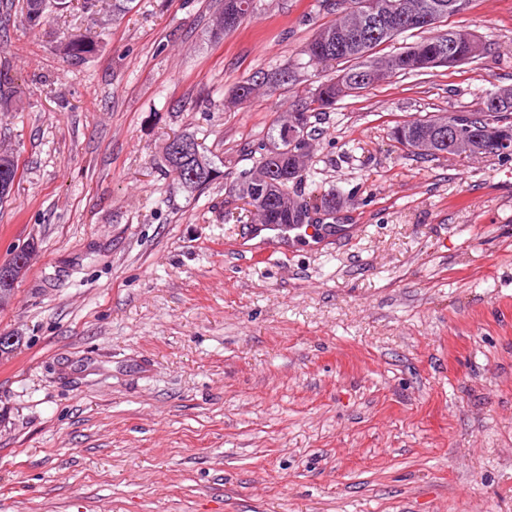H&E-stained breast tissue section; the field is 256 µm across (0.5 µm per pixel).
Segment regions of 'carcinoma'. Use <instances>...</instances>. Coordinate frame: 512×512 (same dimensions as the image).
I'll use <instances>...</instances> for the list:
<instances>
[{
	"instance_id": "cac0c4a2",
	"label": "carcinoma",
	"mask_w": 512,
	"mask_h": 512,
	"mask_svg": "<svg viewBox=\"0 0 512 512\" xmlns=\"http://www.w3.org/2000/svg\"><path fill=\"white\" fill-rule=\"evenodd\" d=\"M388 0H350L351 6L336 13V19L320 28L313 39L306 45L304 54L317 63L339 62L346 64L341 72L348 76L342 81L332 77L321 82L312 93L310 100L300 102L288 109V118L276 120L269 128L267 138L269 146L262 148L259 158L252 161V167L240 178L225 186L228 196L244 201L253 207L262 224H307L315 216H332L343 205V200L334 193H327L311 201H295L288 206L281 203L282 194L290 185L302 180L303 155L287 149L284 134L285 126H293L296 119H301V132L312 136L311 118L332 108L338 101L354 96L352 83L356 82L358 71L367 64L390 66L395 74L407 75L422 72L433 67H453V64L438 58L437 47L441 41L448 39V34L437 33L405 47L393 54L380 53V47L392 41L396 36L409 31L419 30L421 26L409 19V13H430L440 23L450 15L467 11L472 0H456L458 8L448 10L449 0H393L399 5V13L389 15L388 23L392 29L389 35L375 37L368 35L363 40H355L344 51H330L321 43L322 36L331 34L339 41L348 38L346 31L354 21L373 8H381ZM73 6L72 0H22L21 14L31 28H39L58 13H64ZM97 41L89 35H70L60 43V51L68 60H84L96 53ZM462 63L472 62L486 52V45L472 50L466 41L456 47ZM263 85L253 78L238 85L227 99L230 104L241 103L249 99ZM19 100L15 78L0 72V104ZM456 125L467 141L456 145L445 141L448 132L444 131L448 115H432L397 123L391 131L392 139L402 148L426 155L449 154L468 158L475 154H494L500 150L497 141L503 131L512 132V99L499 100L498 105L487 112L484 108L464 110L454 118ZM161 167L173 183L192 191L203 190L217 179L220 170L215 162L206 155L200 159L187 160L176 156L171 145L164 146ZM18 166L12 154L0 152V202L8 198L16 177Z\"/></svg>"
}]
</instances>
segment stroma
<instances>
[{"label": "stroma", "mask_w": 512, "mask_h": 512, "mask_svg": "<svg viewBox=\"0 0 512 512\" xmlns=\"http://www.w3.org/2000/svg\"><path fill=\"white\" fill-rule=\"evenodd\" d=\"M132 0L34 32L0 20L18 173L0 263L29 266L0 333V512H512V156L417 157L396 122L512 86V0L446 25L483 58L399 75L313 121L296 199L335 192L339 242H253L224 186L333 67L304 53L334 0ZM96 31L71 63L59 36ZM295 81L225 99L257 73ZM189 135L203 191L158 160ZM245 1L249 2V9L248 10H246L247 7H248V4ZM245 1L235 0V2L233 3L232 11H231L232 16L237 11H239V12H243L244 10H246V11L243 12V14L240 15L238 18H236V20L234 22L235 23L234 27L227 29L228 21H227L226 15L228 14L229 5H228V2L226 0H224V9H223V11L214 19V21L212 23V28H211V37L212 38L220 39L221 37L224 36V33H226L227 31L233 30L235 27H237L240 24V22L242 20L245 19V17L249 14V11H250V8H251V3H252L251 0H245ZM167 143L162 151L161 167L173 183L184 189L201 191L221 176L215 162L203 152H201L200 161L196 158L185 160L183 157L176 156V153L170 150L171 145Z\"/></svg>", "instance_id": "1"}]
</instances>
